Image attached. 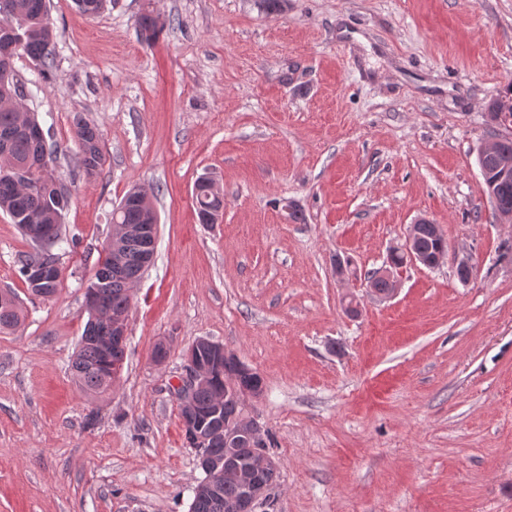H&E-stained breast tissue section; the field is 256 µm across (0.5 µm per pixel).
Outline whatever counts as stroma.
Segmentation results:
<instances>
[{
    "label": "stroma",
    "instance_id": "obj_1",
    "mask_svg": "<svg viewBox=\"0 0 512 512\" xmlns=\"http://www.w3.org/2000/svg\"><path fill=\"white\" fill-rule=\"evenodd\" d=\"M47 6L52 69L13 66L62 148V234L78 245L56 294L30 296L19 260L35 246L0 212V289L25 311L0 332V512H189L205 474L174 387L201 338L263 380L243 414L268 431L277 474L254 512H512V222L477 164L482 144L512 137L487 111L512 83V0ZM77 115L101 135L94 177ZM205 173L224 191L215 224L196 212ZM134 186L158 214L154 260L131 289L123 369L95 400L69 362L84 284ZM420 218L442 228L446 259L404 267L395 296L375 297L365 273ZM340 257L352 278H337Z\"/></svg>",
    "mask_w": 512,
    "mask_h": 512
}]
</instances>
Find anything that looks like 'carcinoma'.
I'll return each mask as SVG.
<instances>
[{
    "mask_svg": "<svg viewBox=\"0 0 512 512\" xmlns=\"http://www.w3.org/2000/svg\"><path fill=\"white\" fill-rule=\"evenodd\" d=\"M13 14L0 13V29L16 26L21 39L20 51L32 60L46 66L53 53V28L48 20L46 0H11ZM141 36L146 45H151L158 28V20L150 14L139 19ZM512 83L488 104L491 121L499 126L512 124ZM38 124L33 112L21 102L20 94L5 78L0 76V210L6 212L13 223L24 227L26 224H43L45 228L61 230V217L69 206L70 193H59L53 185L57 178L56 169L43 175L33 167L32 161L38 154L48 152L51 161H56L59 148L56 144L34 140L27 128ZM74 140L81 155L85 174L92 177L99 173L104 164L97 128L81 116L74 118ZM487 192L498 214H512V181L494 182L493 169L482 173ZM38 184L40 188L31 189ZM157 219L151 201L139 187L132 188L112 214L114 224H149ZM440 242L433 228L422 224L415 238V247L422 253H432ZM126 268L122 279L112 277V240H107L99 255L93 272L98 284L99 306L111 315L129 312L130 289L143 273L136 243L130 242L121 248ZM57 262L59 256L51 251L39 249L22 261L20 273L29 279L26 268L32 263ZM24 320L23 307L12 291H0V330H15ZM76 381L89 394L101 397L112 389L116 378L105 366L104 355L98 348L96 329L87 322L79 348L71 363ZM262 391V379L257 374L244 373L233 360L224 362V369L216 373L214 380L199 386L195 393V407L203 414L218 413L214 422L224 425V430L236 426V420L243 416L239 397ZM239 483L224 475V489L218 498L201 490L194 495L190 512H231V507L240 500Z\"/></svg>",
    "mask_w": 512,
    "mask_h": 512,
    "instance_id": "carcinoma-1",
    "label": "carcinoma"
}]
</instances>
